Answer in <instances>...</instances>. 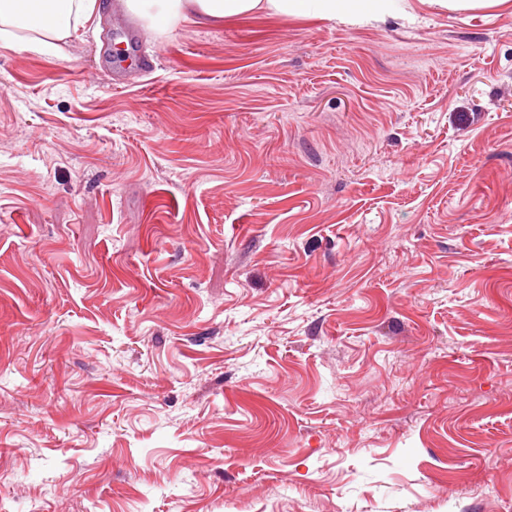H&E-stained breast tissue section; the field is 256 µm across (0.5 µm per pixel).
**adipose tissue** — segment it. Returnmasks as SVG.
<instances>
[{
    "label": "adipose tissue",
    "mask_w": 512,
    "mask_h": 512,
    "mask_svg": "<svg viewBox=\"0 0 512 512\" xmlns=\"http://www.w3.org/2000/svg\"><path fill=\"white\" fill-rule=\"evenodd\" d=\"M124 6L159 30L182 22L207 27L227 17L255 13L366 21L398 13L395 0H124ZM103 7L102 0H0V42L67 59L73 35Z\"/></svg>",
    "instance_id": "1"
}]
</instances>
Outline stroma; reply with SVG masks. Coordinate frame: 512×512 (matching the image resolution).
<instances>
[{
    "mask_svg": "<svg viewBox=\"0 0 512 512\" xmlns=\"http://www.w3.org/2000/svg\"><path fill=\"white\" fill-rule=\"evenodd\" d=\"M400 8L0 45V512H512V5Z\"/></svg>",
    "mask_w": 512,
    "mask_h": 512,
    "instance_id": "35a3bbf8",
    "label": "stroma"
}]
</instances>
